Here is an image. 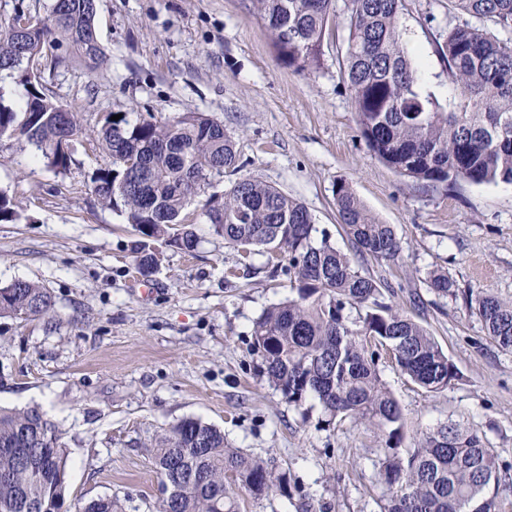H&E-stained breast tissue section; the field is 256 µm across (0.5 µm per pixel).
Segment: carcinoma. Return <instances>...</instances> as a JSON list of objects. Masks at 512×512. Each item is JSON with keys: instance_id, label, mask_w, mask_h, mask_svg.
Returning a JSON list of instances; mask_svg holds the SVG:
<instances>
[{"instance_id": "obj_1", "label": "carcinoma", "mask_w": 512, "mask_h": 512, "mask_svg": "<svg viewBox=\"0 0 512 512\" xmlns=\"http://www.w3.org/2000/svg\"><path fill=\"white\" fill-rule=\"evenodd\" d=\"M268 22L273 47L286 65L310 74L322 65L324 39L336 0H252ZM403 0H347L348 31L342 59L356 123L370 151L402 176L437 184H512V0H448V26L435 38L456 94L443 105L417 84L403 45ZM95 0H53L48 19L16 11L0 20V82L25 90L17 110L0 93V138L26 139L47 165L67 173L74 153L59 152L82 133L80 113L46 92L42 70L72 58L102 56ZM66 47V55L48 50ZM44 61L30 80V61ZM95 139L109 163L92 175L102 205L125 215L140 237L138 269L157 266L148 243L164 241L191 253L197 238L182 212L214 176L240 168L224 125L190 112L171 121L127 115L102 118ZM336 209L360 257L397 259L393 227L380 222L346 184L336 186ZM203 216L224 241L246 256L282 261L293 297L263 310L253 325L251 349L267 382L289 404L314 398L330 419H350L383 436L380 476L387 485L381 512H502L512 494L493 451L478 433L444 424L418 434L403 456L401 405L382 379L388 355L414 383L430 391L461 379L435 337L411 316L379 301L389 288L362 273L350 255L315 240L312 216L296 199L251 178L236 180ZM20 214L0 191V223ZM433 292L459 295L448 275L432 271ZM489 339L512 351V302L470 289L461 293ZM51 293L28 280L0 286V316H48ZM153 461L161 482L172 484L157 512H240L239 493L254 498L285 490L286 477L268 462L225 445L224 433L186 418L158 436ZM68 494L67 451L59 431L36 406L0 407V512H63ZM74 512H123L110 497L73 504Z\"/></svg>"}]
</instances>
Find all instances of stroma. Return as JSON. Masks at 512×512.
Returning <instances> with one entry per match:
<instances>
[{
  "mask_svg": "<svg viewBox=\"0 0 512 512\" xmlns=\"http://www.w3.org/2000/svg\"><path fill=\"white\" fill-rule=\"evenodd\" d=\"M447 4L406 0L401 17L419 86L442 101L454 92L434 51ZM96 9L102 59L74 60L46 78L50 95L84 119L70 171L55 173L23 139H0V191L20 213L0 223V286L34 281L54 300L46 317L0 316V406L36 405L58 425L70 500L111 496L123 512H155L153 440L188 417L285 473L286 493L243 495L241 512H380L387 495L376 429L326 424L312 399L297 410L260 372L253 322L290 288L267 257H244L203 217L229 178H213L185 210L195 251L154 243L156 272L138 273L136 231L91 182L108 162L92 129L111 112L220 121L241 176L300 201L347 253L335 193L349 184L401 245L397 259L365 257L359 269L388 282L385 302L425 326L462 373L429 392L382 363L404 412L405 446L419 429L455 422L482 434L512 479V352L490 342L462 300L425 282L438 270L459 290L512 302V185L419 182L375 158L339 69L346 30L326 37L322 67L309 76L278 60L250 0H96Z\"/></svg>",
  "mask_w": 512,
  "mask_h": 512,
  "instance_id": "1",
  "label": "stroma"
}]
</instances>
